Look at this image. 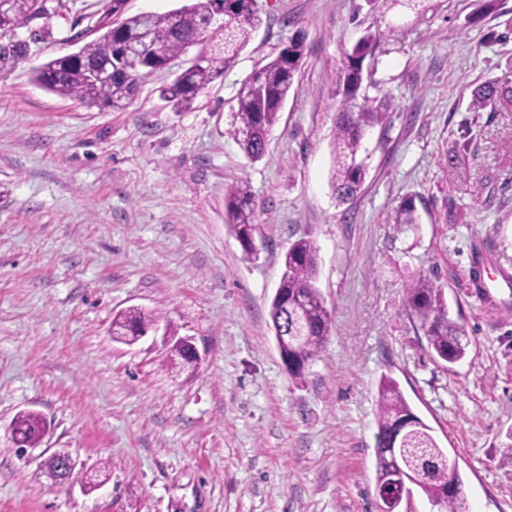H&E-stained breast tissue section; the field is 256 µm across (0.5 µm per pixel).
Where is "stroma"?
Wrapping results in <instances>:
<instances>
[{
	"instance_id": "obj_1",
	"label": "stroma",
	"mask_w": 512,
	"mask_h": 512,
	"mask_svg": "<svg viewBox=\"0 0 512 512\" xmlns=\"http://www.w3.org/2000/svg\"><path fill=\"white\" fill-rule=\"evenodd\" d=\"M49 37L0 80V512H379L378 384L392 376L465 483L462 512H512V288L484 296L474 265L512 275V0H258L235 66L173 111L145 81L121 112L38 86L32 71L112 22V0H64ZM306 38L265 157L227 135L243 80ZM368 93L393 112L367 137L361 191L331 185L339 100L330 74L365 33ZM498 90L473 111L474 90ZM248 181L255 255L224 224ZM412 201L419 222L398 230ZM310 235L332 317L322 358L292 378L270 318L283 258ZM441 285L471 344L437 359L405 306ZM139 307L158 331L115 342ZM180 339L198 363L170 364ZM23 410L48 433L17 454ZM65 452L69 478L46 463Z\"/></svg>"
}]
</instances>
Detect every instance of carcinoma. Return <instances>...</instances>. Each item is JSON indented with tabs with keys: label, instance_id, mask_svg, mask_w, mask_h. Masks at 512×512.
Instances as JSON below:
<instances>
[{
	"label": "carcinoma",
	"instance_id": "carcinoma-1",
	"mask_svg": "<svg viewBox=\"0 0 512 512\" xmlns=\"http://www.w3.org/2000/svg\"><path fill=\"white\" fill-rule=\"evenodd\" d=\"M228 4L224 21L207 22L199 3L184 5L165 12H144L117 17L104 26V32L80 48L76 58L59 56L33 69L34 81L62 98L88 106L105 105L123 110L136 97L143 82L154 73L188 56L203 64L188 66L173 74V79L159 88L160 96L176 112L190 107L198 95L216 78L236 64L240 52L248 45L252 33L262 24L257 0H222ZM63 0H13L12 15L0 18V79L4 78L24 57L23 45L15 33L17 24L44 13L46 20L62 17ZM150 36L152 51L135 69L122 62L123 44L141 32ZM305 39L297 35L277 56L252 73L241 86L237 109L228 134L238 142L245 155L256 162L263 158L267 137L277 123L281 109L296 75L306 57ZM376 42L372 34L363 35L345 52L340 68L330 76L340 96L334 122V173L332 186L341 201L354 197L363 186L367 174L366 135L380 126L393 108L386 97H371L363 88V63L374 56ZM107 67L111 77L100 83L90 79L93 69ZM496 89L487 86L475 92L473 109L492 104ZM257 211L249 185L236 181L224 187V223L247 253L254 251ZM285 271L271 304L270 316L274 336L282 335L283 321H295L303 339L285 345L276 341L288 373L300 378L305 370L325 351L331 316L316 286L318 262L313 239L304 236L294 241L285 255ZM406 306L416 319L436 357L454 364L466 357L470 338L464 327L449 317L444 289L434 280L417 276L408 286ZM160 321L153 313L139 308L128 309L112 321V335L125 344ZM375 484H380L392 464V456L384 447L396 446L397 453L409 471L412 485L418 487L442 512H461L464 483L458 469L448 470L444 450L431 434V428L411 409L398 382L387 375L378 386L376 412ZM42 417L26 412L17 420L18 439L30 448L41 440Z\"/></svg>",
	"mask_w": 512,
	"mask_h": 512
}]
</instances>
